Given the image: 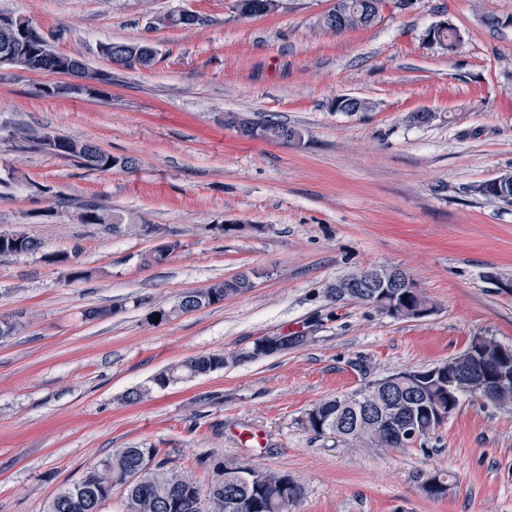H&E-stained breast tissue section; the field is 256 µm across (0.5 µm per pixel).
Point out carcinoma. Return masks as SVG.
Wrapping results in <instances>:
<instances>
[{
  "mask_svg": "<svg viewBox=\"0 0 512 512\" xmlns=\"http://www.w3.org/2000/svg\"><path fill=\"white\" fill-rule=\"evenodd\" d=\"M344 24L338 28L326 24L324 28L340 34L355 29H365L378 19L371 0H345ZM233 12L242 18L262 17L272 13L271 0H235ZM144 43H108L101 46L102 54L111 65L132 69L136 66L148 68L155 60L156 52L141 51ZM62 61L49 49L25 65L29 71L50 73L61 66ZM240 133L253 139L272 143L288 144L301 139L302 131L279 121L250 123L227 117ZM56 150L52 155L76 163L91 171L107 172L115 168L131 170L136 167L132 157H116L93 143L77 141L69 137H56ZM81 223L110 224L112 231H121L124 219L119 214L109 215L96 205L80 207ZM13 242L0 245V257L36 253L41 242L24 232H15ZM253 278L241 273L229 279L217 281L210 287L195 293H180L167 309L160 310V319H169L190 310L219 303L228 296L245 294L253 288ZM332 284L323 289L326 299L332 303L342 301L371 305L361 289L344 298L332 296ZM503 344L492 338H484L481 353L473 357L470 348L431 368L409 373L402 379L391 375L372 379L371 362L361 356L357 372L366 379V384L350 396L336 397L316 404L308 410L304 422L318 435L332 434L350 440H366L376 448L405 449L407 444L393 438V431L405 415V402L415 397L424 404L417 414V423L428 439L438 428L437 420L431 418L438 410L448 411L447 381L440 380L441 372L459 375L461 388L454 399L453 409H458L467 399L481 402L482 406L512 411V387L500 393L491 380L485 389L478 391L469 385V376H486L493 372ZM224 367V354L210 353L188 357L172 365L158 375L152 383L166 388L178 381H187L206 376ZM155 448H121L112 456L90 469L81 480L63 488L53 498L48 512H101L103 503L112 498V491H123L125 512H297L304 490L302 485L286 472L263 470L257 483H245L239 473L251 464L240 460H219L210 467L211 477L207 487H201L191 476L158 460ZM155 460L153 467L143 473L135 483H127L128 476L136 471L143 458ZM453 485L447 474L429 476L423 490L433 499L448 496Z\"/></svg>",
  "mask_w": 512,
  "mask_h": 512,
  "instance_id": "obj_1",
  "label": "carcinoma"
}]
</instances>
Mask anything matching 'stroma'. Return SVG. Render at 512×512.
<instances>
[{
    "instance_id": "1",
    "label": "stroma",
    "mask_w": 512,
    "mask_h": 512,
    "mask_svg": "<svg viewBox=\"0 0 512 512\" xmlns=\"http://www.w3.org/2000/svg\"><path fill=\"white\" fill-rule=\"evenodd\" d=\"M234 0H0L52 49L112 75L102 94L47 97L65 77L0 69V231L40 240L0 257V512H47L55 495L120 448L159 458L207 485L210 463L246 459L295 477L298 512H512V412L470 401L424 447L381 450L316 435L315 404L360 390L351 360L380 378L426 368L476 336L512 345V203L475 187L512 172V0H412L366 29L336 35L335 0H283L240 19ZM182 8L191 28L159 18ZM496 16L499 26L487 24ZM450 22L460 45L427 38ZM149 41V68L115 69L103 44ZM369 100L340 112L337 98ZM427 111L428 124L410 121ZM281 121L303 130L285 145L225 124ZM20 128L91 141L135 158L132 170L90 171L14 139ZM94 203L135 224H84ZM169 260L148 266L160 242ZM85 276L69 281L60 256ZM398 267L431 300L395 320L326 284L356 269ZM257 270L248 293L159 321L178 294ZM91 307L112 316L89 321ZM304 329L301 346L165 389L151 379L197 354L250 349ZM150 386L139 404L125 393ZM258 432L262 446L246 440ZM437 472L446 498L423 492Z\"/></svg>"
}]
</instances>
